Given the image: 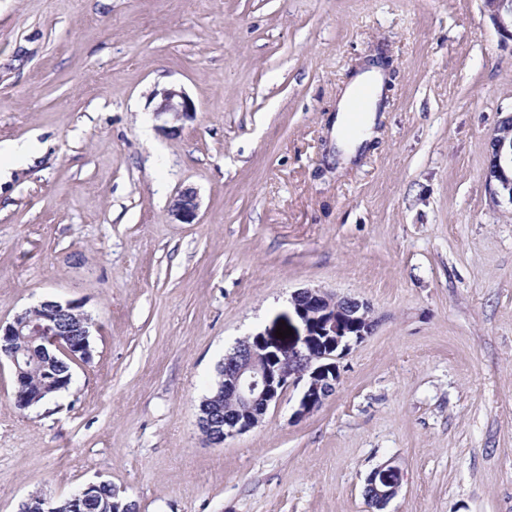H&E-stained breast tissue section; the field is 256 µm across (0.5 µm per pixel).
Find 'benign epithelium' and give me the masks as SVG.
Returning a JSON list of instances; mask_svg holds the SVG:
<instances>
[{
	"label": "benign epithelium",
	"instance_id": "1",
	"mask_svg": "<svg viewBox=\"0 0 512 512\" xmlns=\"http://www.w3.org/2000/svg\"><path fill=\"white\" fill-rule=\"evenodd\" d=\"M481 2L500 35L512 40V0ZM155 96L154 118L158 128L169 135L179 132V122L196 113L194 101L181 87H165ZM485 186L493 201L502 197L512 203V114L500 121L490 139ZM199 207L197 192L188 188L174 197L170 213L180 223L192 224ZM291 303L304 334L276 339L257 333L237 341L233 352L225 355L219 391L198 406L197 425L207 443L220 446L229 438L251 431L291 388H301L294 418L303 419L313 413L336 392L338 360L373 331L369 307L357 299L322 288H302L292 293ZM79 310L81 305L75 302L44 300L11 322H0V357L6 358L13 369L14 403L19 409L30 408L41 396L40 390L28 385L33 368L52 369L60 363L61 355L73 363L91 358L88 323H76L71 318L72 312ZM21 337L37 343V347L27 350L15 346L14 341ZM227 398L236 403L232 417L224 415ZM401 481L400 468L390 462L369 475L366 488L377 512L397 495ZM93 488L89 484L43 503L48 505V512H77V506L92 495Z\"/></svg>",
	"mask_w": 512,
	"mask_h": 512
}]
</instances>
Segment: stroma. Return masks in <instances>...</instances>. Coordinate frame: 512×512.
Instances as JSON below:
<instances>
[{
  "label": "stroma",
  "mask_w": 512,
  "mask_h": 512,
  "mask_svg": "<svg viewBox=\"0 0 512 512\" xmlns=\"http://www.w3.org/2000/svg\"><path fill=\"white\" fill-rule=\"evenodd\" d=\"M377 137L336 159L337 102L378 54ZM194 118L169 136L156 89ZM512 41L481 0H0V321L92 320L68 391L19 410L0 364V512L100 480L139 512H512V203L484 184ZM198 221L174 220L184 189ZM375 327L301 420L298 391L212 446L196 407L294 291ZM159 97L153 115L160 122L158 128L168 135H175L182 127L176 125L187 119H192L196 113V105L182 87L171 85L155 93ZM199 207L197 192L188 188L174 197L170 213L175 220L182 224H194L198 217ZM401 481L400 468L391 462L381 465L369 475L365 490H370L377 512H382V509L397 495Z\"/></svg>",
  "instance_id": "obj_1"
}]
</instances>
